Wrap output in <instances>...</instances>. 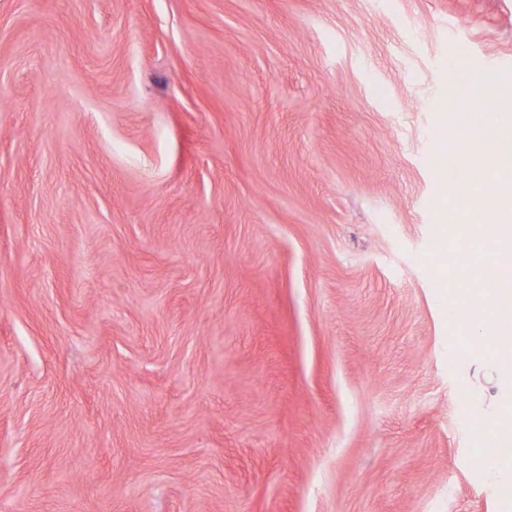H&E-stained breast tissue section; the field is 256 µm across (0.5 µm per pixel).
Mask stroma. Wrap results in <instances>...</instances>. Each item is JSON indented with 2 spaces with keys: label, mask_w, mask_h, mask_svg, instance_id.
<instances>
[{
  "label": "stroma",
  "mask_w": 512,
  "mask_h": 512,
  "mask_svg": "<svg viewBox=\"0 0 512 512\" xmlns=\"http://www.w3.org/2000/svg\"><path fill=\"white\" fill-rule=\"evenodd\" d=\"M477 70L512 0H0V512H503ZM478 252L481 256V268H488L496 274V283L493 281L495 288L492 289V294L488 289L480 288L479 283L467 282V288H462L461 291L470 300L467 309V323L470 327L480 329V337L487 345V348L492 352L495 358L501 354L502 347L496 345L490 338L492 336L493 325L498 320L499 312L497 307L501 305L504 297L499 288H503L502 274L506 273L509 269L512 270V258L510 262L508 250L499 251L496 247L492 248H479ZM501 296V297H500Z\"/></svg>",
  "instance_id": "stroma-1"
}]
</instances>
